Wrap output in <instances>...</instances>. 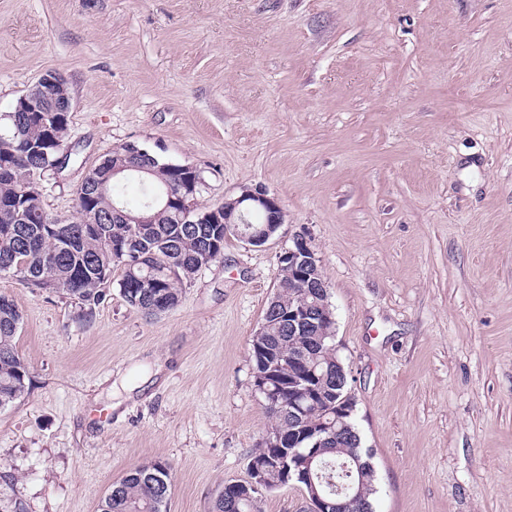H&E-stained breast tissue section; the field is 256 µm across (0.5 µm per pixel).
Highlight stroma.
<instances>
[{"label":"stroma","mask_w":512,"mask_h":512,"mask_svg":"<svg viewBox=\"0 0 512 512\" xmlns=\"http://www.w3.org/2000/svg\"><path fill=\"white\" fill-rule=\"evenodd\" d=\"M72 156L55 220L112 148L196 168L201 206L260 187L285 220L148 318L0 275L30 381L0 409V512H99L164 459L166 512L249 479L272 420L250 340L307 232L376 472L375 512H512V0H0V134L48 71Z\"/></svg>","instance_id":"stroma-1"}]
</instances>
